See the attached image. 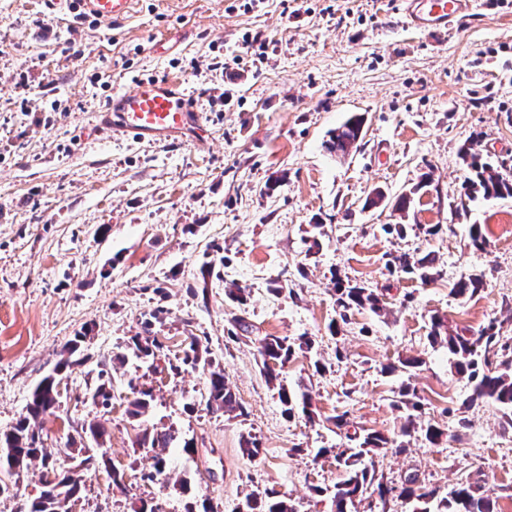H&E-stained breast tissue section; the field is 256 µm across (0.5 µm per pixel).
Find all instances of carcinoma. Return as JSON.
Wrapping results in <instances>:
<instances>
[{
    "label": "carcinoma",
    "mask_w": 512,
    "mask_h": 512,
    "mask_svg": "<svg viewBox=\"0 0 512 512\" xmlns=\"http://www.w3.org/2000/svg\"><path fill=\"white\" fill-rule=\"evenodd\" d=\"M363 131V118L353 115L329 133L326 148L344 157L363 140ZM461 154L471 172L465 193L468 200L473 201L479 196L484 199L512 197V179L503 178L499 172L503 163H496L491 160V156L476 151L471 141L463 145ZM387 267L413 274L424 283L433 281L437 275L435 257L429 253L419 257L406 253L393 255L387 261ZM333 281L339 319L330 323L331 334L340 332V324L347 323L349 313L354 309H369L375 314L385 310L382 299L373 290L339 276L333 277ZM483 287V275L471 274L456 282L451 293L459 298H472ZM161 313L160 309L150 313V318L144 322L145 335L131 339L128 346L130 355L144 362L155 361L158 353L163 350V344L152 334L151 326L152 321L160 320ZM84 337L85 334L80 333L63 347L62 358L54 372L44 377L34 388L26 407V415L12 428L0 431V495L10 493L12 485L8 483L9 477L20 472L28 462L37 458L48 460L49 455L36 429V421L55 409L63 373L80 363L76 355ZM429 339L432 344L447 348L450 367L457 374L468 378L472 393L464 402L465 408L493 403L504 411V416L512 423V346L502 341L496 320L489 321L477 331L465 333L451 329L445 319L434 316L431 319ZM311 349L312 341L305 336L299 338L296 344L289 342L286 337L267 335L259 339L257 346L262 364L261 375L267 386L278 390L284 413L289 417L300 413L313 422L316 412L312 409L308 388L301 385L299 390H291L280 380V371L296 353H308ZM127 355L118 354L116 359L123 362ZM201 360L200 339L194 335L186 337L182 364L195 369ZM399 395L397 408L405 410L407 414L401 435L406 436L415 429L422 405L416 389L409 384L401 388ZM153 401L151 390L141 388L135 391L134 398L126 408L131 424H138L149 413ZM207 406L214 413L243 412L222 371H209ZM346 439L348 443L341 447L321 448L317 451L319 456L333 455L342 468L343 477L334 485L333 492L336 512H351L355 502L362 500L366 490L371 488L377 491L383 501L395 492L407 498L411 504L410 512H495L492 493L478 483H460L448 496L442 498L437 497L435 491L418 485V477L415 475L405 477L398 489L389 485L376 469L375 458L389 450L404 451V441L397 436L390 437L380 432L360 435L355 431L346 433ZM133 445L155 451L151 470L142 475V479L150 482L165 475L168 467L164 456L166 449L180 448L187 454L193 452V442L181 440L179 433L170 428L160 431L141 429L136 432ZM52 473L53 477L43 481L39 497L28 504L26 512H56L59 498L78 497L84 486L81 474L74 470L55 469ZM244 506L246 512H299L291 499L273 491L265 492L262 499L254 495L248 497Z\"/></svg>",
    "instance_id": "cac0c4a2"
}]
</instances>
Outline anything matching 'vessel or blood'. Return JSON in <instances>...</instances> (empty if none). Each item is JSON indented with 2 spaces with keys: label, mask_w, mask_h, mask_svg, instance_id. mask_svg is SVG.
Wrapping results in <instances>:
<instances>
[{
  "label": "vessel or blood",
  "mask_w": 512,
  "mask_h": 512,
  "mask_svg": "<svg viewBox=\"0 0 512 512\" xmlns=\"http://www.w3.org/2000/svg\"><path fill=\"white\" fill-rule=\"evenodd\" d=\"M134 0H43L54 17L76 14L112 25L127 17ZM400 9L420 30L439 32L474 14V0H400ZM97 125L118 139L135 142L181 141L206 138L202 113L189 103L183 84L173 77L140 78L125 91L112 96L97 115Z\"/></svg>",
  "instance_id": "b4317fda"
}]
</instances>
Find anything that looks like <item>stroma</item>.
I'll return each mask as SVG.
<instances>
[{
  "mask_svg": "<svg viewBox=\"0 0 512 512\" xmlns=\"http://www.w3.org/2000/svg\"><path fill=\"white\" fill-rule=\"evenodd\" d=\"M479 2L476 19L433 33L414 28L397 0H138L109 27L53 18L41 0H0V430L25 414L64 345L90 331L86 363L38 420L51 458L13 477L0 512H22L38 497L47 467H74L72 441L91 421L106 435L80 440L85 454L123 469L126 489H112L105 469L85 473L73 512H131L141 498L160 512L205 498L236 512L246 495L268 490L299 512H332L342 472L315 454L345 440L331 416L399 433L406 383L423 410L406 451L379 457L386 480L414 473L443 496L478 480L496 512H512V424L496 404L464 408L467 377L428 337L438 314L470 330L494 317L512 338V198L463 199L460 149L471 136L481 152L512 161V0ZM257 33L264 48L246 49ZM167 75L206 118L208 144H132L95 126L131 78ZM355 113L365 122L361 144L345 157L326 152L329 131ZM378 190L383 200L367 206ZM403 194L411 203L401 212ZM317 224L321 247L311 254ZM391 224L405 234L388 232ZM475 224L485 249L470 244ZM404 252L433 254L436 279L389 271L387 254ZM336 273L384 290L389 315L353 311L330 335ZM473 273L484 276L481 292L451 296ZM233 283L246 304L226 297ZM157 308L156 368L128 362L111 375V408L86 401L101 364L126 352ZM238 317L250 332L232 340ZM191 333L245 416L207 407L205 375L180 363ZM265 335L313 340L282 377L308 387L316 422L288 418L266 385L252 342ZM401 358L419 364L385 373ZM132 377L154 396L143 426L195 443L190 456L170 449L161 483L143 480L151 455L133 446ZM430 424L444 432L435 445L422 432ZM248 437L260 443L257 458L241 452Z\"/></svg>",
  "mask_w": 512,
  "mask_h": 512,
  "instance_id": "35a3bbf8",
  "label": "stroma"
}]
</instances>
